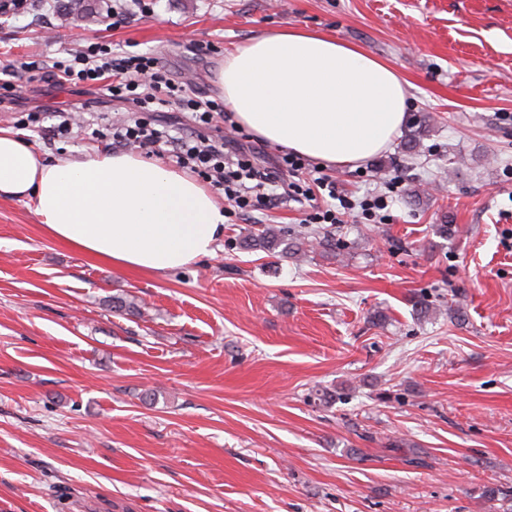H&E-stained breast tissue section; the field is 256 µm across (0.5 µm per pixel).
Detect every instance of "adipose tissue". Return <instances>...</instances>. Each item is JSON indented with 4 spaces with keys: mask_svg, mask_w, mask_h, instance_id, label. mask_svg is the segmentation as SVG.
<instances>
[{
    "mask_svg": "<svg viewBox=\"0 0 512 512\" xmlns=\"http://www.w3.org/2000/svg\"><path fill=\"white\" fill-rule=\"evenodd\" d=\"M214 87L239 128L337 167L384 152L408 107L388 62L295 27L227 53ZM22 199L51 238L125 271L189 266L224 234L223 206L184 172L133 152L52 163L0 128V200Z\"/></svg>",
    "mask_w": 512,
    "mask_h": 512,
    "instance_id": "1",
    "label": "adipose tissue"
}]
</instances>
